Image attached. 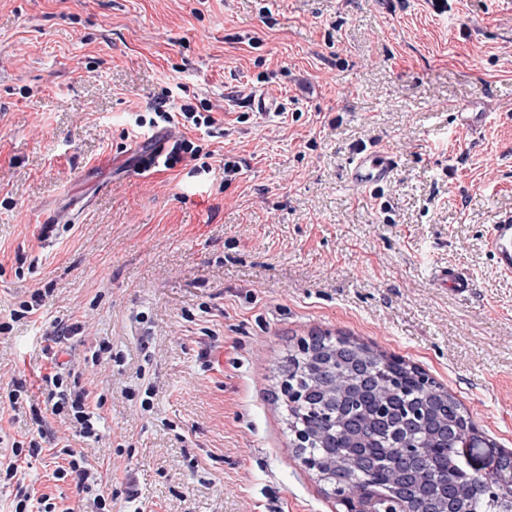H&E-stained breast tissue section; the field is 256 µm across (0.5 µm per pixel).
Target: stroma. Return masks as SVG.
<instances>
[{
	"label": "stroma",
	"instance_id": "stroma-1",
	"mask_svg": "<svg viewBox=\"0 0 512 512\" xmlns=\"http://www.w3.org/2000/svg\"><path fill=\"white\" fill-rule=\"evenodd\" d=\"M169 88L220 120L212 173H138L185 133L130 135ZM374 144L396 169L354 189L348 159ZM509 213L512 0H0V397L27 390L0 409V455L37 409L112 512H341L275 397L289 349L328 332L448 388L489 465L512 451V277L485 237ZM448 265L470 295L433 282ZM57 360L103 396L99 439L51 414ZM61 464L45 448L19 477L95 512ZM433 281L459 296H467L474 287L471 274L463 268L448 265L432 272Z\"/></svg>",
	"mask_w": 512,
	"mask_h": 512
}]
</instances>
